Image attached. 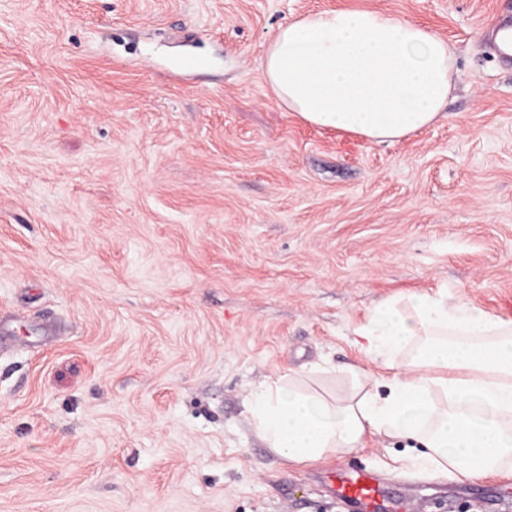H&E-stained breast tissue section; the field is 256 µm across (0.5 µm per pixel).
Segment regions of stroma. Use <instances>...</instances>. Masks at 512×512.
Here are the masks:
<instances>
[{
    "label": "stroma",
    "instance_id": "35a3bbf8",
    "mask_svg": "<svg viewBox=\"0 0 512 512\" xmlns=\"http://www.w3.org/2000/svg\"><path fill=\"white\" fill-rule=\"evenodd\" d=\"M374 9L453 48L441 117L393 143L288 111L280 25ZM512 0H0V512H351L338 470L472 512L512 477L372 438L306 466L253 430L261 382L344 397L377 304L512 320ZM190 58L200 69L185 68ZM495 47L499 58L512 64V22L503 24L500 21L494 23Z\"/></svg>",
    "mask_w": 512,
    "mask_h": 512
}]
</instances>
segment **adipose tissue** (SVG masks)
<instances>
[{"label":"adipose tissue","mask_w":512,"mask_h":512,"mask_svg":"<svg viewBox=\"0 0 512 512\" xmlns=\"http://www.w3.org/2000/svg\"><path fill=\"white\" fill-rule=\"evenodd\" d=\"M264 72L306 123L383 143L436 120L456 69L427 27L336 9L280 27ZM356 334L383 372L350 395L305 389L293 376L251 394L252 424L275 455L316 464L375 436L405 442L410 464L433 475H512V320L423 294L378 304Z\"/></svg>","instance_id":"ef3b65f1"}]
</instances>
